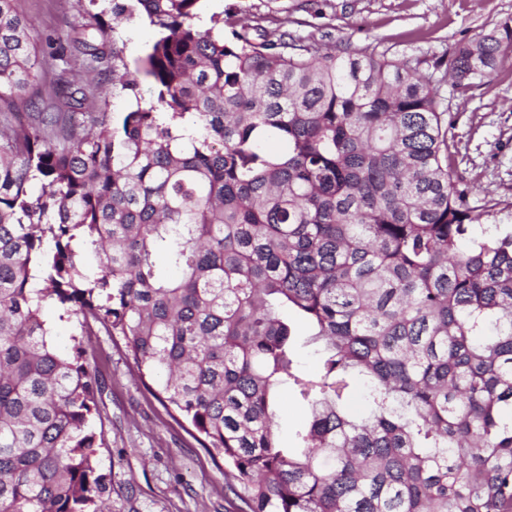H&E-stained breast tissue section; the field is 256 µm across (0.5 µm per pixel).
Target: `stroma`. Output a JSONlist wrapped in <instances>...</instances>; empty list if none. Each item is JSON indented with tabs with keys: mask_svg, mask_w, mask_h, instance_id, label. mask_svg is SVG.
Masks as SVG:
<instances>
[{
	"mask_svg": "<svg viewBox=\"0 0 512 512\" xmlns=\"http://www.w3.org/2000/svg\"><path fill=\"white\" fill-rule=\"evenodd\" d=\"M238 19L324 49L353 51L366 46L389 59L417 58L433 64L457 43L512 17V0H224ZM19 12L34 21L33 36H62L91 24L88 0H18ZM454 141L452 163L464 183L481 187L472 205L491 199L487 223L512 226V64L466 93L443 84ZM86 362L101 382L95 430L104 443L97 462L112 474V512H244L196 431L165 407L140 376L124 342L89 322ZM277 433L294 447V434L309 409L287 391L275 403Z\"/></svg>",
	"mask_w": 512,
	"mask_h": 512,
	"instance_id": "obj_1",
	"label": "stroma"
}]
</instances>
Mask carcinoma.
I'll return each mask as SVG.
<instances>
[{
  "mask_svg": "<svg viewBox=\"0 0 512 512\" xmlns=\"http://www.w3.org/2000/svg\"><path fill=\"white\" fill-rule=\"evenodd\" d=\"M88 2L44 56L0 0V512H112L100 384L47 306L122 337L248 512H512V231L475 229L491 207L459 187L440 93L512 61V17L423 72L252 34L212 0ZM59 62L78 79L41 86ZM280 387L311 409L294 448ZM153 36L152 28L146 24H140L130 31L124 49V56L131 66L134 60L141 55L144 46L151 42ZM44 320L52 331L55 344L61 348H68L71 344L72 334L80 332L79 321H83L82 315L73 316L70 320L59 319V313L55 307L49 306L44 309ZM309 334V327L301 322L295 321L294 323V335L297 343L298 355L300 365L307 370H313L316 368V359L308 348L303 347V341Z\"/></svg>",
  "mask_w": 512,
  "mask_h": 512,
  "instance_id": "carcinoma-1",
  "label": "carcinoma"
}]
</instances>
